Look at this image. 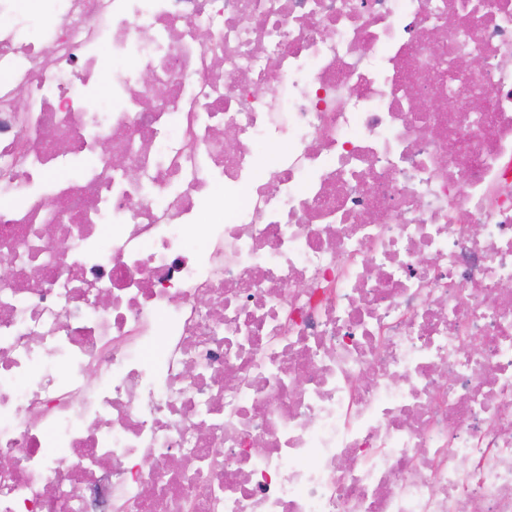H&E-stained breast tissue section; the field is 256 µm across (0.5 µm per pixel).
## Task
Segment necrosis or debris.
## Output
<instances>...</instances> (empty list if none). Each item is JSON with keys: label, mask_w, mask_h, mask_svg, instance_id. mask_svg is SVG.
<instances>
[{"label": "necrosis or debris", "mask_w": 512, "mask_h": 512, "mask_svg": "<svg viewBox=\"0 0 512 512\" xmlns=\"http://www.w3.org/2000/svg\"><path fill=\"white\" fill-rule=\"evenodd\" d=\"M0 256V512H512V0H0Z\"/></svg>", "instance_id": "4bbe7bcc"}]
</instances>
